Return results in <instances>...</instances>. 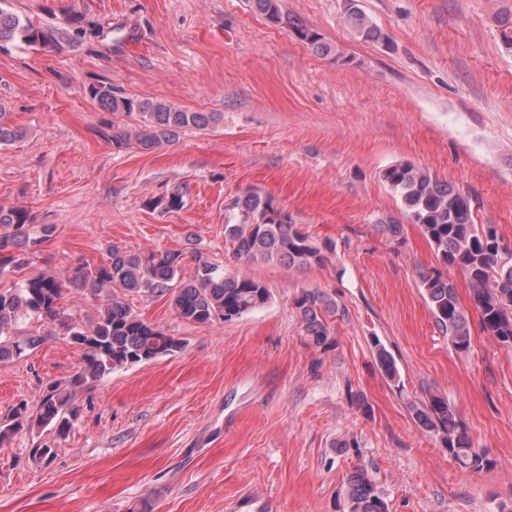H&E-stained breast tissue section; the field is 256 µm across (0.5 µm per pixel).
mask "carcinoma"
I'll list each match as a JSON object with an SVG mask.
<instances>
[{
    "label": "carcinoma",
    "instance_id": "obj_1",
    "mask_svg": "<svg viewBox=\"0 0 512 512\" xmlns=\"http://www.w3.org/2000/svg\"><path fill=\"white\" fill-rule=\"evenodd\" d=\"M256 12L276 24L287 22L300 40L314 53L348 62L343 52L322 34L299 20H284L279 0H251ZM0 0V50L14 42L48 46L57 36L79 37L85 34L83 19H68L71 31L55 34L26 22ZM346 22L360 40L381 43L387 34L358 10L346 15ZM502 44L512 50V14L497 18ZM89 94L109 112L140 114L141 125L134 132L114 131L112 140L135 141L142 150H153L176 139L185 129H205L219 120L213 112H191L158 100L137 101L124 96L110 84L89 88ZM24 131L7 120L0 105V145H10L23 138ZM383 181L400 199L411 221L421 230L444 266L460 270L467 279L470 296L480 314L483 329L502 347L512 350V248L491 224L475 223L471 200L450 183L409 162L384 169ZM224 240L236 257L249 264L281 263L299 269L323 264L332 246H320L309 239L288 214L274 205L272 198L255 190L237 196L228 206ZM32 223L29 211L20 207H0V277L29 263L33 247L51 237L54 225H42V237L32 239L27 231ZM194 276L180 277L183 257L179 251L147 255L124 250L116 245L108 262L95 267H81L65 277L44 271L26 278L14 288L0 290V362L21 357L34 350L44 337L14 336L12 328L28 317L42 323L60 322L72 343L84 350L83 366L61 388L51 385L31 412L28 402L14 405L0 417V446L33 425L53 426L64 431L77 416L76 390L114 370L172 355L183 349L181 339L145 322L135 314L124 295L170 298L177 315L188 323L229 322L265 305L270 291L252 277L234 274L198 253L194 256ZM435 325L448 337L459 354L471 348V327L461 306L457 288L450 277L438 269L419 273ZM102 291L117 289L123 296L112 298L100 310L98 318L84 327H69L61 321L60 300L67 285ZM303 332L316 348L327 350L335 344L328 319L336 314V300L319 290H309L295 300ZM379 365L387 379L403 392L401 375L394 357L380 343L374 342ZM407 407L416 425L437 437L440 446L460 468L482 471L496 466L487 453L473 447L472 439L457 419L455 407L447 397L426 393L411 399ZM347 512H389L388 503L375 480L363 466L347 478Z\"/></svg>",
    "mask_w": 512,
    "mask_h": 512
}]
</instances>
